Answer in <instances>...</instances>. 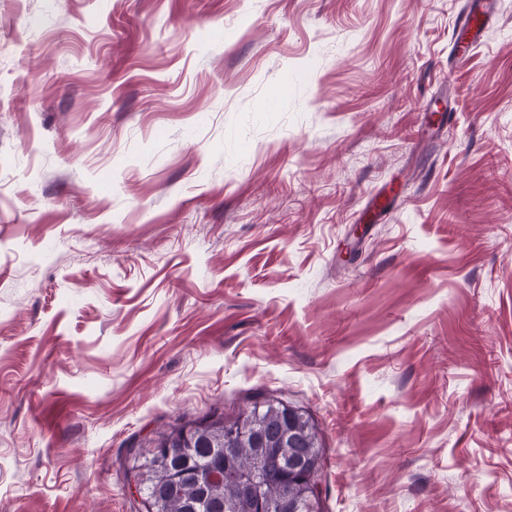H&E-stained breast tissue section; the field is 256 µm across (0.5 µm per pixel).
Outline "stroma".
Returning <instances> with one entry per match:
<instances>
[{"instance_id": "1", "label": "stroma", "mask_w": 512, "mask_h": 512, "mask_svg": "<svg viewBox=\"0 0 512 512\" xmlns=\"http://www.w3.org/2000/svg\"><path fill=\"white\" fill-rule=\"evenodd\" d=\"M0 0V512L305 410L322 512H512V0ZM469 12L459 31L469 33L470 45L479 41L485 25L490 19L489 4L492 0H469ZM255 415L251 420V432H270L280 431L283 427L288 428V422L285 418H281L279 409L284 406L283 402L273 398H263L252 403ZM258 405L260 410L256 413Z\"/></svg>"}]
</instances>
